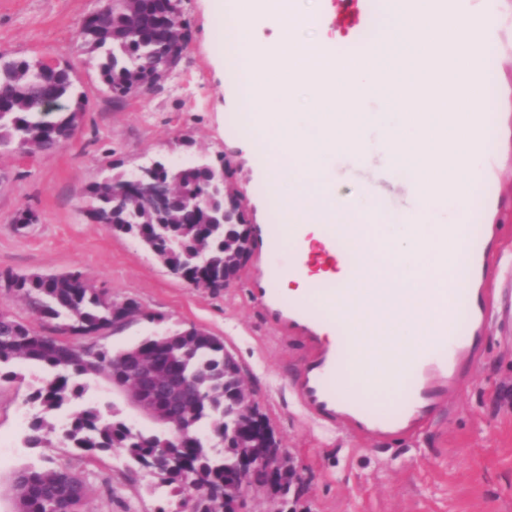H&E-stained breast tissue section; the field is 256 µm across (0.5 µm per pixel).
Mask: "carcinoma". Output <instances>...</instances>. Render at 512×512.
I'll return each instance as SVG.
<instances>
[{
  "mask_svg": "<svg viewBox=\"0 0 512 512\" xmlns=\"http://www.w3.org/2000/svg\"><path fill=\"white\" fill-rule=\"evenodd\" d=\"M180 14L181 0H156L147 15L141 13L140 0H99L83 18L82 46L98 58L100 81L113 99L122 101L143 85L150 91L158 88V66L167 61L179 65L181 57L173 52V44L182 27ZM84 112V97L74 91L69 69L59 66L49 71L40 61L6 60L0 53V147L27 155L54 150L72 138ZM159 175L169 183L175 199L164 216L158 218L147 210L126 189V176L118 172L88 186L90 220L137 238L176 275L198 274L194 256L206 251L209 264L204 278L209 287H222L224 264L238 256L244 227L210 223L211 213L224 209L222 198L204 211L182 204L185 196L208 193L215 173L188 166L168 168ZM7 279L26 299L34 317L58 321L56 335H46L0 311V364L21 360L48 369L31 395L42 414L34 417L27 444L36 448L49 443V436L57 432L49 415L82 396L79 377L92 374L112 381L123 373L121 365L139 360L173 369L190 379L195 389L182 424L189 435L188 447L162 450L159 436L132 429L116 410L105 421L93 406L77 413L61 437L91 456L123 448L137 461L148 460L155 466L163 483L180 497V512H218L206 488L237 474L231 433L236 402L243 395L240 381L224 372L223 341L210 334L178 333L149 338L116 357L102 346L87 344L92 334L112 328L115 302L81 272L9 274ZM86 482L85 476L66 465L22 468L13 473L9 492L16 512L62 508L85 512Z\"/></svg>",
  "mask_w": 512,
  "mask_h": 512,
  "instance_id": "cac0c4a2",
  "label": "carcinoma"
}]
</instances>
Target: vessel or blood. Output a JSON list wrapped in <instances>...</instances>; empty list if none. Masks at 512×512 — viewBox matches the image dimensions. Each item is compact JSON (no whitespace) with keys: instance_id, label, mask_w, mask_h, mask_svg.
<instances>
[{"instance_id":"b4317fda","label":"vessel or blood","mask_w":512,"mask_h":512,"mask_svg":"<svg viewBox=\"0 0 512 512\" xmlns=\"http://www.w3.org/2000/svg\"><path fill=\"white\" fill-rule=\"evenodd\" d=\"M499 0H484L473 19L480 44L495 42V19ZM495 117L482 113L473 129L475 146L490 152ZM477 215L468 223L450 228L454 248L453 263L467 273L461 285L449 289L452 299L448 317L437 325L432 344L411 351L405 358L406 373H386L366 381L364 391L339 394L338 381L359 361L343 325L313 313L309 307L283 298L274 289L257 287L252 296L260 301L269 320L305 349L291 385L303 410L319 423L346 431L352 437L380 442L388 438H411L424 427L449 412L454 396L473 371L487 344V330L493 318L495 290L490 275L498 227L486 225L483 233L473 231ZM374 389H392L402 395V405L394 413H382L368 396Z\"/></svg>"}]
</instances>
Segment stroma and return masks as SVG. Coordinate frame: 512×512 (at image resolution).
<instances>
[{"mask_svg": "<svg viewBox=\"0 0 512 512\" xmlns=\"http://www.w3.org/2000/svg\"><path fill=\"white\" fill-rule=\"evenodd\" d=\"M96 4L0 0V53L71 67L78 91L88 98L81 126L59 149L21 157L0 148V276L79 271L114 301H135L142 317L97 338L114 351L192 326L219 337L304 480L295 512H512V341L501 339L498 328H491L489 348L445 420L412 440L363 442L313 421L300 407L290 383L303 348L250 294L266 269L264 247L255 246L232 287L195 288L136 239L89 219L86 188L110 171L127 173L156 157L187 165L223 154L234 162L232 182L248 200L253 225L266 220L264 156L232 141L243 129L237 82L216 70L208 0H182L191 40L163 89L120 102L106 92L98 61L78 35L81 19ZM500 5L498 43L487 50L495 60L497 170L469 207L480 208L487 197L502 199L494 217L504 237L494 285L512 290V0ZM296 6L314 14L309 36L324 40L333 53L363 47L381 23L380 10H369L367 0H353L346 10L340 0H296ZM22 210L33 214V223H15ZM13 370L14 378L0 381V512H15L8 488L16 470L51 462L87 475V512H175L177 497L150 477L133 475L122 450L92 461L58 439L49 447H26L27 399L43 370L32 363ZM85 383V402L106 415L119 410L136 429L154 430L108 380L91 376Z\"/></svg>", "mask_w": 512, "mask_h": 512, "instance_id": "1", "label": "stroma"}]
</instances>
